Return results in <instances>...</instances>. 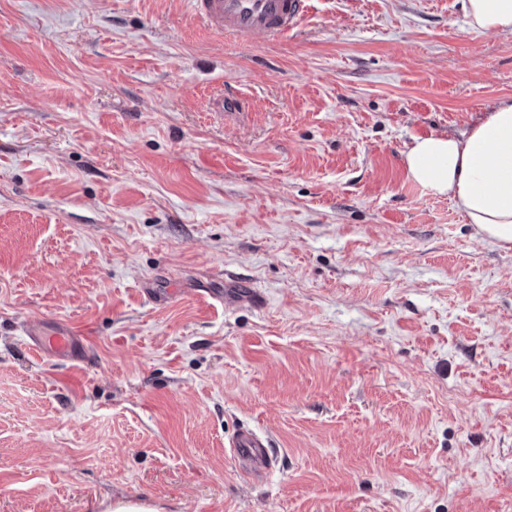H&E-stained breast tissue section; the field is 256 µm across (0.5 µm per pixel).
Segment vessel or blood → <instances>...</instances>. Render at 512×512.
Segmentation results:
<instances>
[{"label": "vessel or blood", "mask_w": 512, "mask_h": 512, "mask_svg": "<svg viewBox=\"0 0 512 512\" xmlns=\"http://www.w3.org/2000/svg\"><path fill=\"white\" fill-rule=\"evenodd\" d=\"M202 23L212 30L230 33L241 39L254 34L291 35L310 13V0H188ZM32 351L48 358H64L72 364L84 362L88 347L68 328L39 333L33 339ZM230 446L248 469L270 468L273 459L270 441L256 430L241 429Z\"/></svg>", "instance_id": "vessel-or-blood-1"}]
</instances>
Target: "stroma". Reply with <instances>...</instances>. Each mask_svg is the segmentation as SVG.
I'll return each mask as SVG.
<instances>
[{
    "label": "stroma",
    "instance_id": "1",
    "mask_svg": "<svg viewBox=\"0 0 512 512\" xmlns=\"http://www.w3.org/2000/svg\"><path fill=\"white\" fill-rule=\"evenodd\" d=\"M507 98L464 0H0V512H512V251L404 165ZM212 30L249 39L256 33L291 35L310 13V0H188ZM28 334L32 336L31 349L36 356L66 358L74 367L88 357L87 345L64 325L52 333L39 331L38 336L34 332ZM234 454L247 469H269L273 459L270 441L256 430L243 428L229 443Z\"/></svg>",
    "mask_w": 512,
    "mask_h": 512
}]
</instances>
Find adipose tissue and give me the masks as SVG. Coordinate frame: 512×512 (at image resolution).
Returning a JSON list of instances; mask_svg holds the SVG:
<instances>
[{
	"instance_id": "ef3b65f1",
	"label": "adipose tissue",
	"mask_w": 512,
	"mask_h": 512,
	"mask_svg": "<svg viewBox=\"0 0 512 512\" xmlns=\"http://www.w3.org/2000/svg\"><path fill=\"white\" fill-rule=\"evenodd\" d=\"M467 25L512 33V0H465ZM406 174L426 193L448 198L476 236L512 251V98L461 136L414 138Z\"/></svg>"
}]
</instances>
